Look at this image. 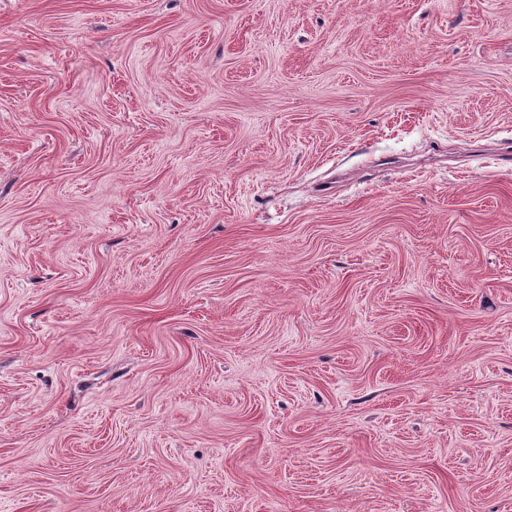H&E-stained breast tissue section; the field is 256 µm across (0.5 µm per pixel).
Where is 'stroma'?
<instances>
[{"label": "stroma", "mask_w": 512, "mask_h": 512, "mask_svg": "<svg viewBox=\"0 0 512 512\" xmlns=\"http://www.w3.org/2000/svg\"><path fill=\"white\" fill-rule=\"evenodd\" d=\"M0 512H512V0H0Z\"/></svg>", "instance_id": "1"}]
</instances>
